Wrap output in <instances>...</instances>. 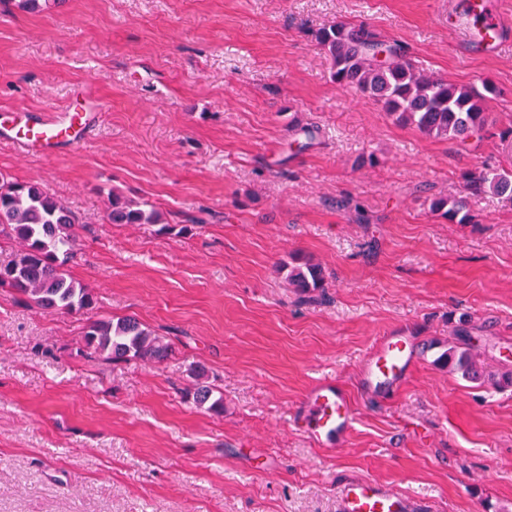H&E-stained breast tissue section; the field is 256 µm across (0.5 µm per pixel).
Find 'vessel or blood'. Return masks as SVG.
Segmentation results:
<instances>
[{
  "label": "vessel or blood",
  "mask_w": 512,
  "mask_h": 512,
  "mask_svg": "<svg viewBox=\"0 0 512 512\" xmlns=\"http://www.w3.org/2000/svg\"><path fill=\"white\" fill-rule=\"evenodd\" d=\"M448 21L458 43L493 50L512 28V20L500 13L495 0H448ZM98 115L79 105L60 113L25 112L0 114V138L27 153L52 154L88 145ZM414 351L403 336L384 337L363 367L362 384L373 395L396 389L408 377ZM308 438L333 450L347 438L354 412L347 392L334 380L322 379L307 391L299 417ZM412 502L385 491L376 481L354 478L340 490V512H412Z\"/></svg>",
  "instance_id": "obj_1"
}]
</instances>
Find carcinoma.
<instances>
[{
    "mask_svg": "<svg viewBox=\"0 0 512 512\" xmlns=\"http://www.w3.org/2000/svg\"><path fill=\"white\" fill-rule=\"evenodd\" d=\"M315 41L330 57L336 83L374 100L395 122L412 126L425 137L464 139L490 125L483 108L484 94L423 73L401 46L385 43L362 25L340 22L324 27L315 33ZM487 192L512 203V172H468L462 194L436 198L430 208L452 223L470 224V198ZM107 220L111 224L162 223L157 210L115 190L109 195ZM76 224L69 207L38 184L1 182L0 235L17 240L21 250L14 261L0 267V288L24 295L50 313L90 308L93 295L64 268L71 258ZM288 280L300 293L310 295L323 287V269L313 263L293 266ZM84 342L93 354L111 363L131 358L160 363L172 352L170 343L133 316L92 322L84 332ZM441 358L450 372L467 381L512 386V372L499 374L487 369L469 348L450 347ZM193 376L194 404L217 413L224 411V399L213 398L214 389L205 381V374L195 370Z\"/></svg>",
    "mask_w": 512,
    "mask_h": 512,
    "instance_id": "cac0c4a2",
    "label": "carcinoma"
}]
</instances>
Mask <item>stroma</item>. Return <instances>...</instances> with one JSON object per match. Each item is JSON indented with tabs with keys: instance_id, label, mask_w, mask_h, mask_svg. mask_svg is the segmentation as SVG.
<instances>
[{
	"instance_id": "35a3bbf8",
	"label": "stroma",
	"mask_w": 512,
	"mask_h": 512,
	"mask_svg": "<svg viewBox=\"0 0 512 512\" xmlns=\"http://www.w3.org/2000/svg\"><path fill=\"white\" fill-rule=\"evenodd\" d=\"M444 2L0 0V109L60 112L81 94L102 113L76 153L0 140L1 177L78 215L68 270L95 299L47 313L0 290V512H340L355 477L417 512H512V387L440 360L461 344L512 371V204L474 197L470 224L430 210L467 171L512 170L498 136L512 33L494 53L461 50ZM338 21L450 82L491 85L493 133L429 139L337 84L314 33ZM112 189L164 223H108ZM298 262L322 266L318 292L280 269ZM125 316L172 354L88 357L87 325ZM393 333L418 360L375 398L362 365ZM195 365L223 412L193 404ZM326 377L355 413L332 452L294 422Z\"/></svg>"
}]
</instances>
